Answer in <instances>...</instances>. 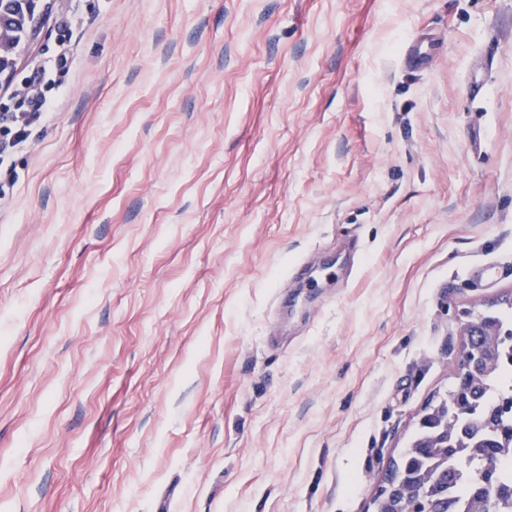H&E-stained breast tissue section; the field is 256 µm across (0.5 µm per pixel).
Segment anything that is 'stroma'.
Returning a JSON list of instances; mask_svg holds the SVG:
<instances>
[{
    "mask_svg": "<svg viewBox=\"0 0 512 512\" xmlns=\"http://www.w3.org/2000/svg\"><path fill=\"white\" fill-rule=\"evenodd\" d=\"M34 69L0 512H374L512 294V0H51L0 113Z\"/></svg>",
    "mask_w": 512,
    "mask_h": 512,
    "instance_id": "obj_1",
    "label": "stroma"
}]
</instances>
